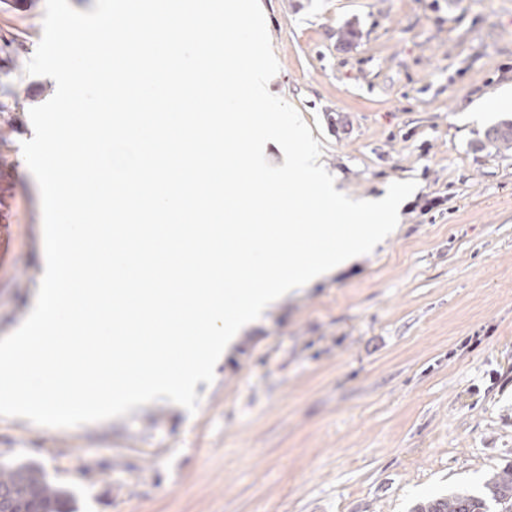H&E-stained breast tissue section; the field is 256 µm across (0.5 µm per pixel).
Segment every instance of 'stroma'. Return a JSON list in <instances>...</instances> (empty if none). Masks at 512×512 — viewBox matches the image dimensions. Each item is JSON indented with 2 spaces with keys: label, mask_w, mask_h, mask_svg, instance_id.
Here are the masks:
<instances>
[{
  "label": "stroma",
  "mask_w": 512,
  "mask_h": 512,
  "mask_svg": "<svg viewBox=\"0 0 512 512\" xmlns=\"http://www.w3.org/2000/svg\"><path fill=\"white\" fill-rule=\"evenodd\" d=\"M294 106L349 194L413 180L369 257L244 329L196 412L165 401L73 428L0 416L73 512H410L512 466V0H260ZM45 0H0V338L45 270L21 149L55 82L25 66ZM354 29L351 45L342 30Z\"/></svg>",
  "instance_id": "stroma-1"
}]
</instances>
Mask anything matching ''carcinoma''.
I'll list each match as a JSON object with an SVG mask.
<instances>
[{
	"mask_svg": "<svg viewBox=\"0 0 512 512\" xmlns=\"http://www.w3.org/2000/svg\"><path fill=\"white\" fill-rule=\"evenodd\" d=\"M486 139L498 149H512V121L489 128ZM1 490L9 494L10 512H70L67 492L48 482L33 464L1 462ZM412 512H512V468L494 474L477 493L462 489L431 497L417 503Z\"/></svg>",
	"mask_w": 512,
	"mask_h": 512,
	"instance_id": "cac0c4a2",
	"label": "carcinoma"
}]
</instances>
